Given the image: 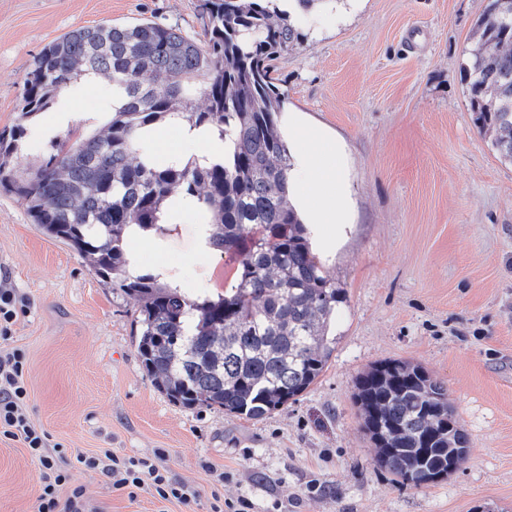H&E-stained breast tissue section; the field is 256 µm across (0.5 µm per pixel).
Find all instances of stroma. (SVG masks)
<instances>
[{
	"label": "stroma",
	"instance_id": "obj_1",
	"mask_svg": "<svg viewBox=\"0 0 512 512\" xmlns=\"http://www.w3.org/2000/svg\"><path fill=\"white\" fill-rule=\"evenodd\" d=\"M204 0H0V130L19 119L33 57L74 27L147 19L205 41ZM482 0H332L307 16L275 62L288 105L345 149L346 238L322 262L343 288L336 351L318 381L260 420L188 409L157 391L136 350L137 303L32 224L0 191V276L26 307L33 423L63 459L109 448L166 453L196 487L190 506L128 498L98 470L76 468L88 512H210L212 496L253 512H512V163L474 124L461 68ZM200 219L180 216L137 251L166 280L223 294L236 265L197 251ZM405 359L448 387L470 440L447 480L414 489L374 463L353 401L370 365ZM39 468L0 436V512H34Z\"/></svg>",
	"mask_w": 512,
	"mask_h": 512
}]
</instances>
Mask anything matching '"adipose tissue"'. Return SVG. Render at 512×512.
<instances>
[{
  "label": "adipose tissue",
  "instance_id": "adipose-tissue-1",
  "mask_svg": "<svg viewBox=\"0 0 512 512\" xmlns=\"http://www.w3.org/2000/svg\"><path fill=\"white\" fill-rule=\"evenodd\" d=\"M281 121L293 162L289 177L291 203L307 224L328 225V232L315 236V248L337 247L350 222L344 147L328 131L309 123L302 113H285ZM145 138L155 142L159 158L176 155L185 161L207 164L224 155L223 142L210 131L190 128L177 118L168 120L165 131L149 130Z\"/></svg>",
  "mask_w": 512,
  "mask_h": 512
}]
</instances>
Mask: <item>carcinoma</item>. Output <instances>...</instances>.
I'll list each match as a JSON object with an SVG mask.
<instances>
[{"label":"carcinoma","instance_id":"obj_1","mask_svg":"<svg viewBox=\"0 0 512 512\" xmlns=\"http://www.w3.org/2000/svg\"><path fill=\"white\" fill-rule=\"evenodd\" d=\"M273 0H205L201 45L154 22L76 28L35 56L19 122L0 132V188L45 235L75 250L138 305L137 353L153 386L185 408L259 420L297 400L336 351L344 289L314 253L288 198L290 157L278 126L285 95L273 62L300 33ZM479 131L512 162V0H484L463 64ZM107 78L120 99L110 119L73 143L57 140L36 170L13 155L25 121L51 110L75 75ZM171 116L228 143L209 166L142 155L140 134ZM195 203L213 251L237 263L224 294H190L161 273H129L136 226L161 237L166 200ZM360 425L376 465L406 487L443 481L470 442L448 388L423 367L390 359L356 380Z\"/></svg>","mask_w":512,"mask_h":512}]
</instances>
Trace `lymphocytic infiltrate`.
Listing matches in <instances>:
<instances>
[{"instance_id": "f902f5d3", "label": "lymphocytic infiltrate", "mask_w": 512, "mask_h": 512, "mask_svg": "<svg viewBox=\"0 0 512 512\" xmlns=\"http://www.w3.org/2000/svg\"><path fill=\"white\" fill-rule=\"evenodd\" d=\"M25 303L7 281H0V435L21 442L32 460L40 466V483L36 512H86L82 487L72 485L69 470L61 468L48 455L49 439L31 421L28 410L29 392L24 380L26 354L12 346V327ZM163 453L154 457H120L78 455L77 463L87 469H98L112 477V486L128 495L149 490L164 501L187 505L199 492L186 483L169 478L162 465ZM68 488L67 497H60L61 488Z\"/></svg>"}]
</instances>
